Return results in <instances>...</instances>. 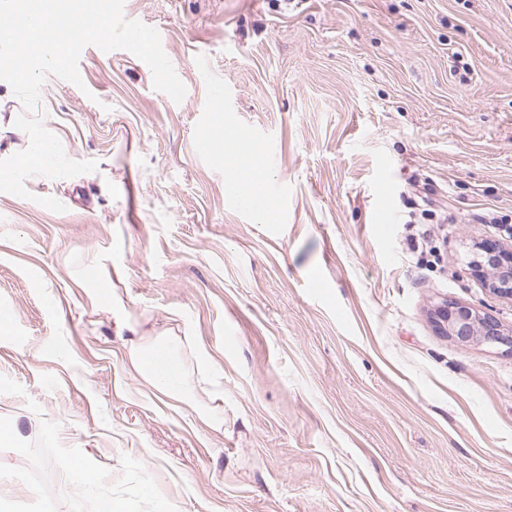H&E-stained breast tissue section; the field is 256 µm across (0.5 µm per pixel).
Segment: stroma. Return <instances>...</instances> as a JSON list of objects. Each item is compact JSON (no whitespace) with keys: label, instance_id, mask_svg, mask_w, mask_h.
Here are the masks:
<instances>
[{"label":"stroma","instance_id":"stroma-1","mask_svg":"<svg viewBox=\"0 0 512 512\" xmlns=\"http://www.w3.org/2000/svg\"><path fill=\"white\" fill-rule=\"evenodd\" d=\"M124 12L187 93L93 45L82 86L42 88L45 128L97 169L0 192V507L89 512L76 466L129 512H512V354L433 322L452 300L512 330L468 267L475 243L512 246V0ZM219 106L274 158L265 222L224 194ZM24 112L0 80V160ZM149 341L198 402L223 391L221 430L134 370Z\"/></svg>","mask_w":512,"mask_h":512}]
</instances>
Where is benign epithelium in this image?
<instances>
[{"label": "benign epithelium", "mask_w": 512, "mask_h": 512, "mask_svg": "<svg viewBox=\"0 0 512 512\" xmlns=\"http://www.w3.org/2000/svg\"><path fill=\"white\" fill-rule=\"evenodd\" d=\"M478 259L470 262L477 273L486 277L489 290L500 297H512V251L496 242L477 245ZM437 330L461 344L480 341L493 347H504L512 353V331L490 313L454 301H443L434 311Z\"/></svg>", "instance_id": "1"}]
</instances>
